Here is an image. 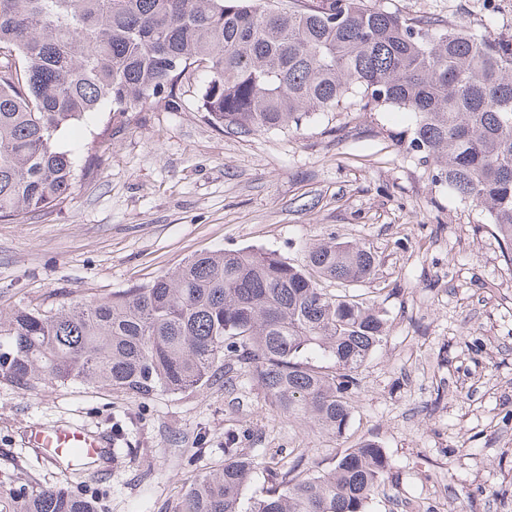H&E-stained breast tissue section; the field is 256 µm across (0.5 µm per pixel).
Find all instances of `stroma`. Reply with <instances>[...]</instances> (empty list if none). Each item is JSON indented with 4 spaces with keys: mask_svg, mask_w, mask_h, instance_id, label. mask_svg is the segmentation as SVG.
I'll return each instance as SVG.
<instances>
[{
    "mask_svg": "<svg viewBox=\"0 0 512 512\" xmlns=\"http://www.w3.org/2000/svg\"><path fill=\"white\" fill-rule=\"evenodd\" d=\"M367 3L512 36V0ZM413 128L408 112L344 109L288 133L240 136L216 131L189 101L62 130L76 166L93 136L112 148L62 204L0 220V307L104 296L218 249L301 265L333 237L375 255L374 277L354 289L386 311L388 332L339 436L277 415L244 382L140 402L86 385L21 390L0 377V470L61 484L66 470L36 454L30 429L119 422L112 468L95 477L103 512H173L222 462L228 433L302 472L372 440L390 468L368 512H512V262L481 207L436 183L434 164L412 152Z\"/></svg>",
    "mask_w": 512,
    "mask_h": 512,
    "instance_id": "obj_1",
    "label": "stroma"
}]
</instances>
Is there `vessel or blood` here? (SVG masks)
<instances>
[{
  "label": "vessel or blood",
  "instance_id": "b4317fda",
  "mask_svg": "<svg viewBox=\"0 0 512 512\" xmlns=\"http://www.w3.org/2000/svg\"><path fill=\"white\" fill-rule=\"evenodd\" d=\"M30 441L50 463L60 468L73 466L74 461L68 454L72 448L83 449V465H99L108 446L103 435L72 424H63L50 430L31 429Z\"/></svg>",
  "mask_w": 512,
  "mask_h": 512
}]
</instances>
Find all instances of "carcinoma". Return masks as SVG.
<instances>
[{
  "label": "carcinoma",
  "mask_w": 512,
  "mask_h": 512,
  "mask_svg": "<svg viewBox=\"0 0 512 512\" xmlns=\"http://www.w3.org/2000/svg\"><path fill=\"white\" fill-rule=\"evenodd\" d=\"M194 78L198 110L236 134L297 129L352 103L414 114L411 150L484 209L512 261V39L363 0H0V219L71 194L62 128L177 104ZM375 268L349 241L310 247L303 266L258 249L201 252L104 297L0 309V375L24 390L91 384L145 401L238 370L277 414L340 435L387 319L322 282L349 286ZM386 467L374 441L303 476L227 446L175 512H366ZM257 472L270 486L246 499ZM68 473L62 487L4 475L0 512H98L87 468Z\"/></svg>",
  "instance_id": "cac0c4a2"
}]
</instances>
